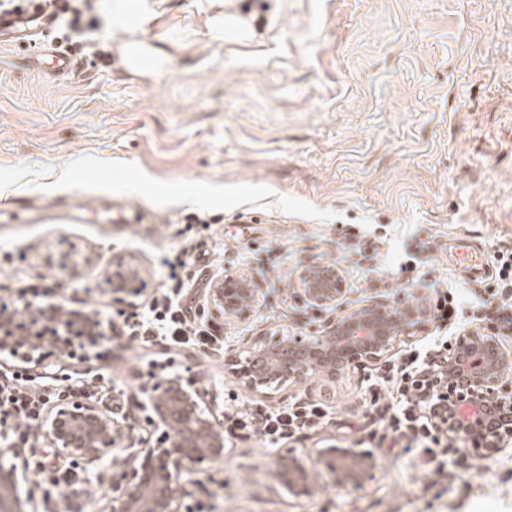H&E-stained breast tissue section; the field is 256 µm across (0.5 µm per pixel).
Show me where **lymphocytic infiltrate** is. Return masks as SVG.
I'll return each instance as SVG.
<instances>
[{
  "instance_id": "1",
  "label": "lymphocytic infiltrate",
  "mask_w": 512,
  "mask_h": 512,
  "mask_svg": "<svg viewBox=\"0 0 512 512\" xmlns=\"http://www.w3.org/2000/svg\"><path fill=\"white\" fill-rule=\"evenodd\" d=\"M497 279L491 292L492 300L464 312L457 293L444 290L436 293L431 304L435 319L450 328L463 323L487 325L504 338L512 336V248L500 249L494 255ZM194 257L181 251L170 265L160 298L145 308L138 321L129 326L130 335L142 342L172 346L190 345L205 350L221 352L224 341L214 333L213 323L206 317L192 316L182 305L187 282L184 272L193 265ZM440 373V362L426 361L419 351H406L401 362H385L375 378L391 407L390 415L383 421L391 432L392 443L404 441L422 448L424 465H431L437 458L440 439L437 429L424 412L425 404L416 394V378L423 371ZM55 394L45 389L33 374L30 365L14 364L0 373V418L14 420L18 426L32 431L40 428L48 403ZM327 416L319 403L294 402L276 411L247 408L227 416L228 432L252 433L263 437L268 447H280L286 441L300 437L306 431L322 424Z\"/></svg>"
}]
</instances>
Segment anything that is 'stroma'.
Here are the masks:
<instances>
[{"instance_id":"stroma-1","label":"stroma","mask_w":512,"mask_h":512,"mask_svg":"<svg viewBox=\"0 0 512 512\" xmlns=\"http://www.w3.org/2000/svg\"><path fill=\"white\" fill-rule=\"evenodd\" d=\"M154 74L104 67L128 29L119 0H76L90 37L68 43L80 66L51 83L27 48L0 49V304L61 302L112 323L97 354L50 353L59 385L94 384L90 401L137 435L134 402L154 375L190 371L218 414L321 402L328 421L280 448L226 435L223 463L185 475L183 502L211 512H512V449L487 466L424 474L415 448H383L369 398L375 363L328 389L280 383L248 392L227 363L249 337L307 332L328 315L295 295L300 272L339 267L347 303H410L422 324L395 352L430 349L448 330L433 289L486 299L492 256L512 247V0H132ZM55 204L73 224H46ZM196 217L197 234L181 231ZM480 250V270L456 262ZM190 247L206 281L252 277L246 321L216 317L224 353L125 334L135 307L106 283L113 262L138 268L149 303L165 262ZM372 450L362 488L295 499L274 478L279 453L312 462L339 440ZM5 462L26 465L37 512H99L119 469L86 484L40 433L17 431Z\"/></svg>"}]
</instances>
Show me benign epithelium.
<instances>
[{
  "label": "benign epithelium",
  "mask_w": 512,
  "mask_h": 512,
  "mask_svg": "<svg viewBox=\"0 0 512 512\" xmlns=\"http://www.w3.org/2000/svg\"><path fill=\"white\" fill-rule=\"evenodd\" d=\"M130 269L119 259L107 275L112 292L137 298L145 289L124 281ZM296 294L316 309H333L319 335L296 334L283 340L266 335L249 339L242 365L244 387L261 394L268 380L280 378L292 387L309 385L320 377L330 382L368 361L390 353L402 336L419 327L418 311L409 304L369 301L344 307L342 276L330 266H310L299 276ZM258 304L252 278L226 275L209 291L208 309L239 321L247 320ZM95 346L107 339L99 333L97 318L75 311L60 319L58 305L50 303L19 314L0 308V351L21 354L35 365L45 357L46 345L66 350L75 338ZM442 375L418 376L419 398L429 403L427 414L440 432L460 451L492 459L512 443V353L497 337L473 329L460 331L448 344ZM142 408L147 423L161 431L157 444L141 441L136 450L124 444L133 428L114 420L98 407L83 402L58 404L45 416L41 432L61 457H74L84 472L94 474L103 459L118 448L112 466L121 469L119 494L102 512H179L182 474L198 466L224 461V432L214 412L203 406L204 389L183 383L179 374L161 376L149 390ZM316 465L324 481L311 476L293 455L278 457L276 477L296 497H312L328 486L357 487L371 481L377 469L373 452L362 448H320ZM26 472L14 463L0 462V512H34L32 496L20 492Z\"/></svg>",
  "instance_id": "benign-epithelium-1"
}]
</instances>
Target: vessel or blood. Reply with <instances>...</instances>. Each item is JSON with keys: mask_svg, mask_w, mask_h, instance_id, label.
<instances>
[{"mask_svg": "<svg viewBox=\"0 0 512 512\" xmlns=\"http://www.w3.org/2000/svg\"><path fill=\"white\" fill-rule=\"evenodd\" d=\"M53 14L44 0H20L18 8L0 13V46L37 44V66H48V78L63 80L77 64L52 36Z\"/></svg>", "mask_w": 512, "mask_h": 512, "instance_id": "vessel-or-blood-1", "label": "vessel or blood"}]
</instances>
